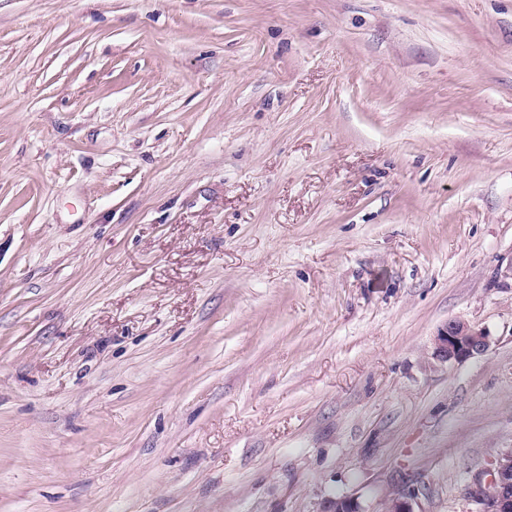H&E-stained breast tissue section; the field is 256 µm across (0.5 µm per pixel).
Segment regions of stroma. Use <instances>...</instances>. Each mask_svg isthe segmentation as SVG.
I'll list each match as a JSON object with an SVG mask.
<instances>
[{
    "label": "stroma",
    "instance_id": "1",
    "mask_svg": "<svg viewBox=\"0 0 512 512\" xmlns=\"http://www.w3.org/2000/svg\"><path fill=\"white\" fill-rule=\"evenodd\" d=\"M511 263L512 0H0V512H471ZM490 346V337L483 329L461 321H449L434 339L436 356L448 362L483 356Z\"/></svg>",
    "mask_w": 512,
    "mask_h": 512
}]
</instances>
